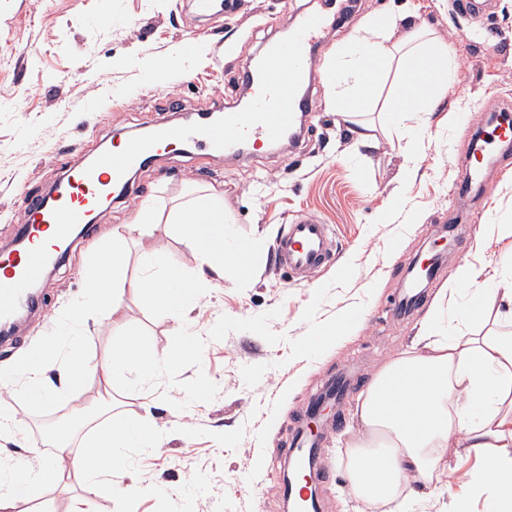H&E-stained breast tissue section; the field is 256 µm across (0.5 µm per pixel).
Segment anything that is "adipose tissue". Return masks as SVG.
<instances>
[{"mask_svg":"<svg viewBox=\"0 0 512 512\" xmlns=\"http://www.w3.org/2000/svg\"><path fill=\"white\" fill-rule=\"evenodd\" d=\"M421 56L431 58L435 70L407 81L414 59ZM324 79L332 107L346 105L354 114L376 108L386 127L403 129L405 160L415 164L424 144L423 126L415 117L435 111L454 83L455 55L448 43L430 37L426 26L372 16L337 47ZM158 221L155 208L144 205L133 223L113 229L111 239L87 265V295L99 314L110 313L130 290L145 292L153 311L181 317L208 287V273L240 272L237 253L252 255L258 250L254 244L229 243L224 197L210 191L192 197L167 217L193 253L196 268L155 255L140 275L128 276V234L145 231ZM503 294L508 310L497 311L494 329L481 336L471 335L467 325L484 320L482 309L469 313L467 324L447 329L441 324L444 308L433 307L421 324L414 353L394 358L377 373L359 418L379 435L381 448L360 451L353 460V487L366 512L378 502L386 503L387 512H413L409 496L398 490L402 478H423L439 469L441 448L460 433L485 464L471 478L472 492H483L488 479H495L500 493L494 512H512V455L506 452L512 446V284ZM85 340V330L73 332V353L62 364L53 349L36 350L23 373L26 388L50 401L97 372L109 387L131 369L152 376L164 366L131 338L113 344L108 358L95 365L82 352ZM138 439V432L109 428L93 439L92 451L77 459L68 440H58L53 455L38 469L0 478V512H16L20 491L63 480L74 466L89 486H96L103 468L96 449L131 448Z\"/></svg>","mask_w":512,"mask_h":512,"instance_id":"obj_1","label":"adipose tissue"}]
</instances>
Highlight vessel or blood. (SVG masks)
<instances>
[{
    "mask_svg": "<svg viewBox=\"0 0 512 512\" xmlns=\"http://www.w3.org/2000/svg\"><path fill=\"white\" fill-rule=\"evenodd\" d=\"M327 17L322 10L302 12L287 42L269 44L260 59L243 64L250 88L244 110H226L223 99L217 98L212 109L223 113V120L204 117L120 136L117 149L100 154L95 162L70 165L52 198L22 206L16 223L23 246L0 255V319H13L32 306L30 289L43 279L50 253L69 229L87 224L90 211L127 191L132 170L170 153L204 148L234 155L248 145H272L300 134L308 110L302 87L314 73L313 48ZM334 255L328 226L310 215L289 224L277 242L280 263L297 274L316 271Z\"/></svg>",
    "mask_w": 512,
    "mask_h": 512,
    "instance_id": "vessel-or-blood-1",
    "label": "vessel or blood"
}]
</instances>
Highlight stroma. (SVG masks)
Segmentation results:
<instances>
[{
  "mask_svg": "<svg viewBox=\"0 0 512 512\" xmlns=\"http://www.w3.org/2000/svg\"><path fill=\"white\" fill-rule=\"evenodd\" d=\"M197 15L189 0H0V246L14 233L22 201L43 196L63 170L96 156L108 134L137 133L170 123L168 100L184 111L208 107L215 95L237 106L243 95L240 67L283 33L312 0H236ZM335 20L316 51L325 69L338 43L371 14L410 13L452 46L457 78L435 112L423 115L425 150L415 173L402 169L401 143L377 113L352 123L333 112L323 78L310 89L312 115L301 147L260 150L230 159L204 150L171 155L135 171V190L101 211L91 232L76 238L64 261L42 281L43 313L25 320L18 337L0 343V367L50 341L59 359L71 353L76 310L88 330L85 351L102 356L124 336L137 338L164 359L184 342H197L195 363L163 368L151 378L128 374L102 409L97 381L88 380L52 402L26 404L22 428L0 431V465L37 468L36 437L47 436L55 416L87 413L71 433L73 454L107 427L139 424L151 416L168 440L161 447L122 449L119 476L90 490L80 472L66 482L45 483L31 495L27 512H285L282 475L294 427L305 425L308 407L339 374L352 381L325 433L318 465L322 512H358L351 480V448L369 433L359 406L377 373L395 356L411 351L431 306L452 293L451 313L464 318L473 300L456 277L475 268L484 284L485 312L500 304L499 286L512 273V238L492 232L512 225V170L501 172L499 151L489 152L483 182L468 195L463 161L472 136L491 129V117L512 102V0H492L480 16L455 8L453 0H337ZM171 62L163 75L145 62ZM224 194L234 241H260L243 277L211 276L188 322L176 324L150 312L146 295L125 293L110 316L89 306L82 271L114 227L131 223L144 204L168 213L195 189ZM403 215L388 211L393 199ZM328 224L338 259L308 279L280 265L275 242L299 214ZM130 274H139L149 252L191 267L192 253L166 224L128 242ZM441 255L423 301L401 320L391 316L405 294L417 258ZM361 320L342 324L351 310ZM337 329L312 350L306 338ZM444 466L431 475L439 496L429 497L416 477L402 491L422 502L416 512H491L498 492L470 493L481 460L464 436L443 450Z\"/></svg>",
  "mask_w": 512,
  "mask_h": 512,
  "instance_id": "stroma-1",
  "label": "stroma"
}]
</instances>
